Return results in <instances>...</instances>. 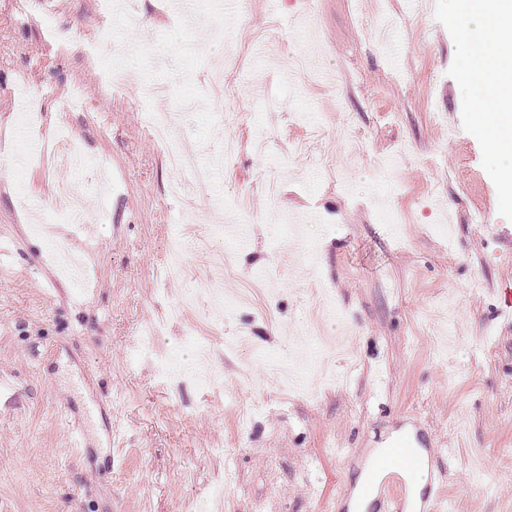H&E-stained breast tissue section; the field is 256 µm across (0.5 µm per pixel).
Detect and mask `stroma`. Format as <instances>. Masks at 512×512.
Returning <instances> with one entry per match:
<instances>
[{"label":"stroma","instance_id":"obj_1","mask_svg":"<svg viewBox=\"0 0 512 512\" xmlns=\"http://www.w3.org/2000/svg\"><path fill=\"white\" fill-rule=\"evenodd\" d=\"M224 2L135 0V27L0 0V512H195L219 488L223 512H349L404 425L447 512H512V212L454 0ZM144 105L213 164L207 190L172 192ZM63 125L101 183L84 230L55 227L83 284L39 230L56 182L88 187L32 160Z\"/></svg>","mask_w":512,"mask_h":512}]
</instances>
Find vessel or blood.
I'll return each mask as SVG.
<instances>
[{"mask_svg": "<svg viewBox=\"0 0 512 512\" xmlns=\"http://www.w3.org/2000/svg\"><path fill=\"white\" fill-rule=\"evenodd\" d=\"M434 453L412 431L392 438L387 450L367 469L366 483L373 500L366 512H438L447 500L441 483L419 488L416 472L432 462Z\"/></svg>", "mask_w": 512, "mask_h": 512, "instance_id": "vessel-or-blood-1", "label": "vessel or blood"}]
</instances>
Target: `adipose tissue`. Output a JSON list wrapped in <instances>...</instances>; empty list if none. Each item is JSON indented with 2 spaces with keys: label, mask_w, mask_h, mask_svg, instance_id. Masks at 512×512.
Listing matches in <instances>:
<instances>
[{
  "label": "adipose tissue",
  "mask_w": 512,
  "mask_h": 512,
  "mask_svg": "<svg viewBox=\"0 0 512 512\" xmlns=\"http://www.w3.org/2000/svg\"><path fill=\"white\" fill-rule=\"evenodd\" d=\"M474 116L512 209V0H455Z\"/></svg>",
  "instance_id": "adipose-tissue-1"
}]
</instances>
